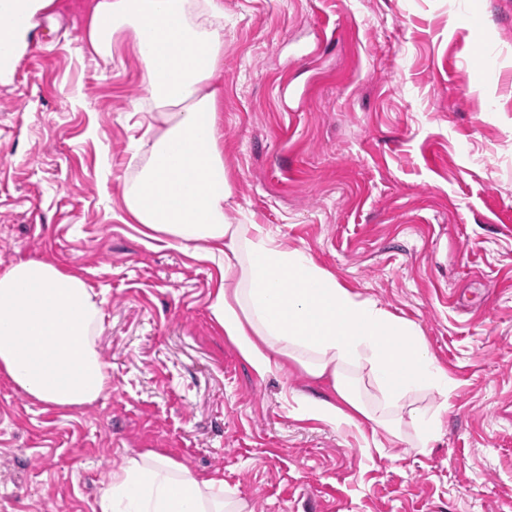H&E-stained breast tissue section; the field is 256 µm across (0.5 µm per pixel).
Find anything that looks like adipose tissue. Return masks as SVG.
<instances>
[{
    "label": "adipose tissue",
    "instance_id": "ef3b65f1",
    "mask_svg": "<svg viewBox=\"0 0 512 512\" xmlns=\"http://www.w3.org/2000/svg\"><path fill=\"white\" fill-rule=\"evenodd\" d=\"M128 36L159 124L125 185L123 210L147 238L192 249L221 283L208 309L250 368L264 376L288 359L328 384L330 397L302 395L301 412L339 428L376 434L382 451L412 427L419 447L440 431L454 382L421 332L361 299L309 253L262 224L228 218L234 191L224 168L220 92L224 23L216 0H94L84 38L104 59ZM102 307L92 288L49 261L0 269V374L33 399L62 409L97 401L110 376L96 344ZM378 391L365 401L362 381ZM438 394L439 405H414ZM219 475L199 476L149 452L112 470L97 512H245Z\"/></svg>",
    "mask_w": 512,
    "mask_h": 512
}]
</instances>
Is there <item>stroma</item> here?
Listing matches in <instances>:
<instances>
[{
    "label": "stroma",
    "mask_w": 512,
    "mask_h": 512,
    "mask_svg": "<svg viewBox=\"0 0 512 512\" xmlns=\"http://www.w3.org/2000/svg\"><path fill=\"white\" fill-rule=\"evenodd\" d=\"M502 0H219L237 206L414 323L457 384L430 447L366 454L256 375L208 309L216 272L123 223L156 122L131 41L103 61L88 0H54L0 82V268L48 260L103 300L111 388L40 403L0 376V512H95L155 451L250 512H512V15Z\"/></svg>",
    "instance_id": "stroma-1"
}]
</instances>
